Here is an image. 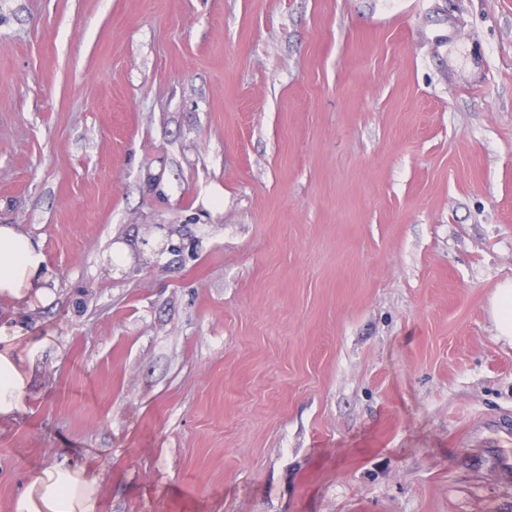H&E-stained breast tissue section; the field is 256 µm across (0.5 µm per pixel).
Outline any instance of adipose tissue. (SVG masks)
I'll return each mask as SVG.
<instances>
[{
	"mask_svg": "<svg viewBox=\"0 0 512 512\" xmlns=\"http://www.w3.org/2000/svg\"><path fill=\"white\" fill-rule=\"evenodd\" d=\"M49 259L39 239L14 224H0V308L52 301ZM52 342L21 321L0 323V419L26 411L31 380L22 356H36ZM99 478L85 467L54 463L40 469L16 496L13 512H98Z\"/></svg>",
	"mask_w": 512,
	"mask_h": 512,
	"instance_id": "obj_1",
	"label": "adipose tissue"
}]
</instances>
